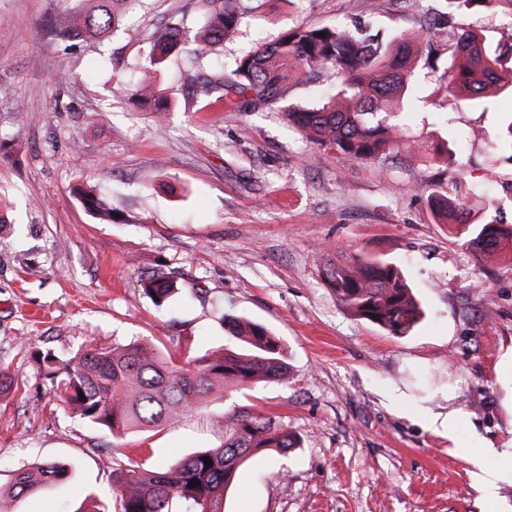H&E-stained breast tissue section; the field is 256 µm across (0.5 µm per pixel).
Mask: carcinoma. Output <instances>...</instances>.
I'll use <instances>...</instances> for the list:
<instances>
[{
    "instance_id": "cac0c4a2",
    "label": "carcinoma",
    "mask_w": 512,
    "mask_h": 512,
    "mask_svg": "<svg viewBox=\"0 0 512 512\" xmlns=\"http://www.w3.org/2000/svg\"><path fill=\"white\" fill-rule=\"evenodd\" d=\"M124 2L78 0L65 23L52 26L53 36L62 41L102 40L118 28ZM203 2L206 26L192 37L172 30L157 32L141 77L127 83L131 98L152 102L158 123L165 121L171 101L157 87L156 75L179 56L213 65L212 72L191 85L190 102L201 95L210 104L227 99L240 112H256L279 103L297 83H322L330 87L326 102L288 111V121L307 139L355 162L374 161L388 151L406 148L391 117L402 106L418 43L430 42V31L384 35L357 26L318 30L298 24L277 40L241 55L226 74L223 64L214 59L215 51L239 28L245 14L240 0ZM502 6L512 12V0H448L450 10L484 12ZM453 56L449 70L441 75L442 87L460 93L463 101L479 103L492 89L512 88V72L506 74L498 67L501 59L512 58V36L500 38L492 47L481 33L460 32L454 35ZM494 138L512 160V110L504 113ZM80 197L97 219L117 222L112 203L101 191L83 189ZM433 209L468 245L494 251L512 241V227L468 221L463 199L437 195ZM322 279L349 313L392 336L405 335L422 317L402 271L388 260L353 256L325 267ZM143 285L159 307L179 290L177 282L163 273L149 275ZM224 327L240 343L239 350L223 347L201 356L187 350L177 360L145 340L80 351L61 364L49 351L40 359L60 400L89 424L114 435L152 432L198 409L217 391L288 381L280 342L264 326L226 315ZM297 444L288 429L240 406L224 415V441L218 447L194 451L171 466L116 473L118 512H172L176 499L184 512H224L226 492L249 459L268 449L286 453ZM205 457L212 464L205 465ZM66 473L67 468L56 463L18 472L11 493L16 497L35 493Z\"/></svg>"
}]
</instances>
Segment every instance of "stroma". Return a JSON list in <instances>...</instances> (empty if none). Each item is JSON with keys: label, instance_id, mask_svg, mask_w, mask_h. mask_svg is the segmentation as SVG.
<instances>
[{"label": "stroma", "instance_id": "stroma-1", "mask_svg": "<svg viewBox=\"0 0 512 512\" xmlns=\"http://www.w3.org/2000/svg\"><path fill=\"white\" fill-rule=\"evenodd\" d=\"M74 0H0V512H113L111 458L169 466L224 440L241 405L300 440L251 458L230 485L226 512H512V244L480 258L431 196H469L475 222L512 226V161L489 135L512 98L462 105L439 70L459 30L512 33V14L449 12L446 0H245L248 15L221 51L225 69L297 23H359L384 32L439 27L437 67L417 57L399 116L411 152L356 163L302 138L284 119L314 106L298 84L257 112L232 102L183 109L196 68L173 60L158 83L171 98L164 130L119 93L112 62L136 78L155 28L195 34L197 0H133L120 31L71 48L46 21ZM101 185L124 224H102L72 194ZM353 254L401 266L424 308L406 335L350 316L322 281L325 260ZM181 286L156 307L142 281L157 270ZM279 338L288 382L212 396L151 434L112 435L61 404L40 353L65 360L92 347L158 338L168 354L238 342L225 315ZM499 474L487 500L468 448ZM69 465L45 490L12 498L16 470Z\"/></svg>", "mask_w": 512, "mask_h": 512}]
</instances>
